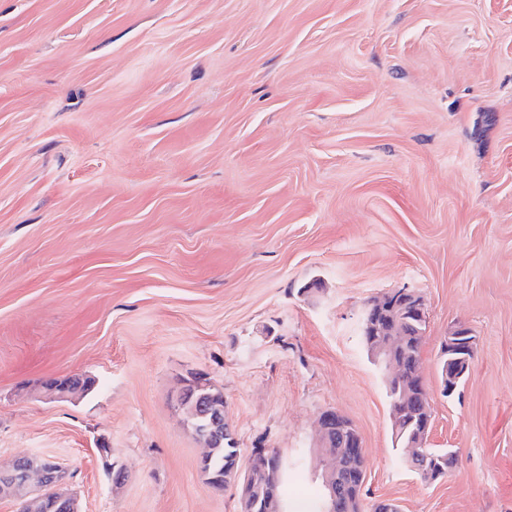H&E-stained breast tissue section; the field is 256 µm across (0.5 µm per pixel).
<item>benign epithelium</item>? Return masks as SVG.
<instances>
[{
  "mask_svg": "<svg viewBox=\"0 0 512 512\" xmlns=\"http://www.w3.org/2000/svg\"><path fill=\"white\" fill-rule=\"evenodd\" d=\"M425 320V306L422 296L407 288L382 294L366 311L367 331L374 335L369 342L371 355L386 365L387 388L401 382L400 371L394 357V351L402 343V326L408 319ZM474 338L471 332L462 326L457 327L448 336V351L453 353L448 366V379L455 381L472 371ZM413 396V389L406 386L395 391L393 402L394 426L402 422V407ZM194 417L203 421L200 426L202 441L206 446L221 444L224 438L221 408L209 394L199 393L194 397ZM351 434L348 447L359 453L364 452L362 438L353 422L336 410H325L317 419V432L324 454L325 473L322 485L330 498H336V471L339 458L332 450V437L336 431ZM68 471L62 463L48 455L25 456L0 470V499L18 498L22 493L30 497L22 501L26 512H33L45 493L53 494L54 501L64 512H79L77 499L67 489Z\"/></svg>",
  "mask_w": 512,
  "mask_h": 512,
  "instance_id": "7a95c632",
  "label": "benign epithelium"
}]
</instances>
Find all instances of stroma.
Instances as JSON below:
<instances>
[{"mask_svg": "<svg viewBox=\"0 0 512 512\" xmlns=\"http://www.w3.org/2000/svg\"><path fill=\"white\" fill-rule=\"evenodd\" d=\"M404 287L428 445L459 456L431 484L360 337ZM195 372L242 455L303 472L288 512L329 408L369 501L512 512V0H0V467L56 457L83 512H238L177 403ZM474 338H472L471 332L462 326L457 327L452 331L450 336H448V351L453 353V358L448 361V352L445 353L442 348V344L440 346L441 351V363H440V379L441 386L444 383V374L445 379L447 378V368L448 365V380L456 381L461 376L470 374L472 371L473 359L470 357V353L473 350ZM449 362L452 364L449 365ZM445 368V370H444ZM467 376H464L458 379L454 385L455 390L452 393H448L443 391V395L448 397L453 395L467 380Z\"/></svg>", "mask_w": 512, "mask_h": 512, "instance_id": "stroma-1", "label": "stroma"}]
</instances>
